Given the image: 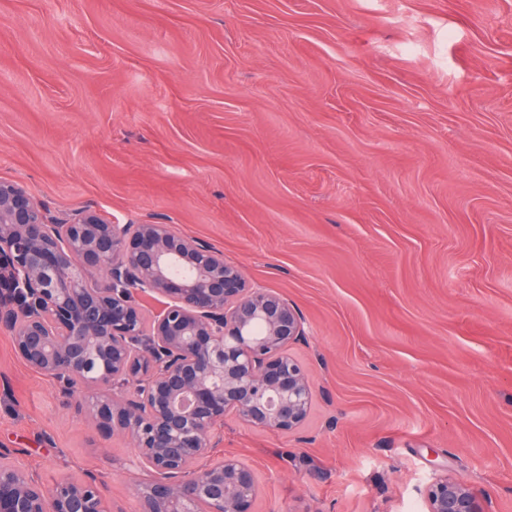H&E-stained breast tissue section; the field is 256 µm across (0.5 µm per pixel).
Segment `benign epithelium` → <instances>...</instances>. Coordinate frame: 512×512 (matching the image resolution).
I'll use <instances>...</instances> for the list:
<instances>
[{
    "label": "benign epithelium",
    "instance_id": "1",
    "mask_svg": "<svg viewBox=\"0 0 512 512\" xmlns=\"http://www.w3.org/2000/svg\"><path fill=\"white\" fill-rule=\"evenodd\" d=\"M138 292L162 299L149 321ZM0 329L28 367L91 393L100 430L133 440L157 474L142 512H253L255 474L234 457L210 459L215 431L233 413L291 432L313 399L309 371L286 352L304 335L301 316L250 287L222 252L170 224H114L89 208L57 221L11 182H0ZM117 378L137 383L136 395L115 396ZM9 455L0 449V512H106L97 478L49 486ZM425 496L428 512H485L446 476Z\"/></svg>",
    "mask_w": 512,
    "mask_h": 512
}]
</instances>
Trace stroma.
Wrapping results in <instances>:
<instances>
[{
  "label": "stroma",
  "mask_w": 512,
  "mask_h": 512,
  "mask_svg": "<svg viewBox=\"0 0 512 512\" xmlns=\"http://www.w3.org/2000/svg\"><path fill=\"white\" fill-rule=\"evenodd\" d=\"M0 181L170 224L300 313L295 432L228 416L254 512H512V0H0ZM0 448L142 512L130 438L0 330ZM429 512H485L473 490L443 476L425 492Z\"/></svg>",
  "instance_id": "1"
}]
</instances>
